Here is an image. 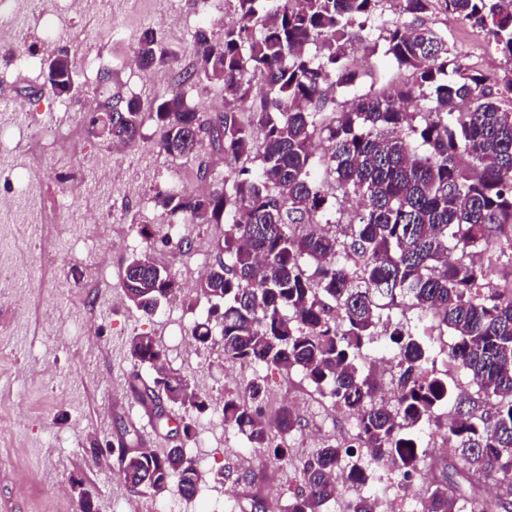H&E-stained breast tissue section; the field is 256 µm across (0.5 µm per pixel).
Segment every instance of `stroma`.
I'll list each match as a JSON object with an SVG mask.
<instances>
[{"instance_id": "obj_1", "label": "stroma", "mask_w": 512, "mask_h": 512, "mask_svg": "<svg viewBox=\"0 0 512 512\" xmlns=\"http://www.w3.org/2000/svg\"><path fill=\"white\" fill-rule=\"evenodd\" d=\"M231 0H96L86 12L66 10L62 0L30 11L20 6L15 26L37 54L29 67L0 79V183L14 185L19 196L13 208L0 213V263L8 274L0 278V512H76L71 479L82 480L97 495L100 512H161L172 495L133 496L125 487L115 454L90 461L91 448L118 439L128 447L155 440L166 425L141 419L129 393L120 385L131 367L124 355L128 340L139 333L155 336L165 350L188 341L194 323L205 315L208 303L195 289L183 292L177 313L161 303L153 317L142 316L122 296L120 280L128 261L150 252L157 264L181 274L189 263H214L224 240L220 224H191L186 237L190 249L165 243L163 227L169 217L154 202L174 179L187 187L198 183L199 162L216 176L227 167L221 152L204 147L199 157L172 160L155 145V122L143 112L141 137L128 146H115L83 134L43 144L49 170L73 169L82 177L80 196L54 186L63 214L74 229L70 236L42 234L41 201L27 181L36 149L28 135L31 127L64 125L66 117L56 98L43 86L45 59L57 48L69 46L79 71V101L101 103L105 96L149 102L177 84L180 69L193 62L192 35L210 14H229ZM57 33L44 37L47 21ZM432 28L446 32L448 46L467 68L485 75H500L512 61L496 49L481 29L461 20L433 16ZM123 26L125 36L113 38ZM154 28L176 55L172 66L131 72L121 58L134 54L145 28ZM110 70L112 81L101 85L100 69ZM97 221L85 223L86 213ZM149 237H142L141 228ZM172 367L205 379L208 396L238 392L241 376L227 370L219 349L198 351L190 362L171 359ZM269 387L296 407L305 427L292 435L288 446L293 464L277 473L281 496L297 489L301 464L311 457L323 436L355 434V422L346 412L314 392L301 370L283 374L262 370ZM197 429L213 433L210 457L203 461L207 474L206 498L184 504V512H240L226 498L224 484L214 473L226 464H240L250 449L244 437L213 426L210 416L197 420Z\"/></svg>"}]
</instances>
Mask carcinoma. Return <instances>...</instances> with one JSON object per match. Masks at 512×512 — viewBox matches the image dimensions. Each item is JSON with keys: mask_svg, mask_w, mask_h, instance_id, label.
I'll list each match as a JSON object with an SVG mask.
<instances>
[{"mask_svg": "<svg viewBox=\"0 0 512 512\" xmlns=\"http://www.w3.org/2000/svg\"><path fill=\"white\" fill-rule=\"evenodd\" d=\"M236 22L215 35H192L195 61L175 88L149 102L156 147L173 160L196 156L204 140L224 152L231 167L222 183L201 194L166 191L156 204L170 216L196 224H223L224 260L206 273L200 294L209 303L192 329L196 347H218L224 363L301 369L331 404L356 416V439L372 460L390 459L404 473L416 468L422 448L414 429L446 433L448 457L422 483V512H476L512 505V291L499 289L491 268L512 269V71L494 79L450 56L444 35L427 25L435 13L483 30L512 60V0H403L385 23L384 55L407 80L357 94L338 104V88L360 77L348 65L355 41L384 0H232ZM316 53H309V46ZM140 66L171 65L174 54L157 32L145 30L136 46ZM224 87V111L186 103L182 87L201 82ZM78 69L68 49L46 59L43 86L72 99ZM252 102V117L235 103ZM143 106L104 101L89 130L131 144L140 133ZM329 143L320 159L315 140ZM425 152L418 153V148ZM323 166L328 186L312 177ZM361 200L355 214L329 213L328 198ZM329 225L298 234L297 224ZM129 305L156 313L180 284L148 254L133 257L120 281ZM415 310L430 324L406 330L392 314ZM398 359L396 396L379 398L363 350L380 328ZM455 337L445 355L475 387L461 392L446 418L439 407L451 397L448 379L434 373V332ZM127 359L152 373L148 400L178 403L183 441L197 440V419L213 400L192 386L155 337L133 336ZM247 397L221 401L224 429L242 435L261 463L288 460L287 438L304 427L291 409L266 411V385L255 378ZM130 491L171 490L191 500L204 482L182 448H117ZM348 449L326 439L301 469V486L288 512H323L336 499V473L367 485L373 472L345 463ZM77 512H96L95 494L79 480ZM377 498L360 496L347 512H377Z\"/></svg>", "mask_w": 512, "mask_h": 512, "instance_id": "obj_1", "label": "carcinoma"}]
</instances>
